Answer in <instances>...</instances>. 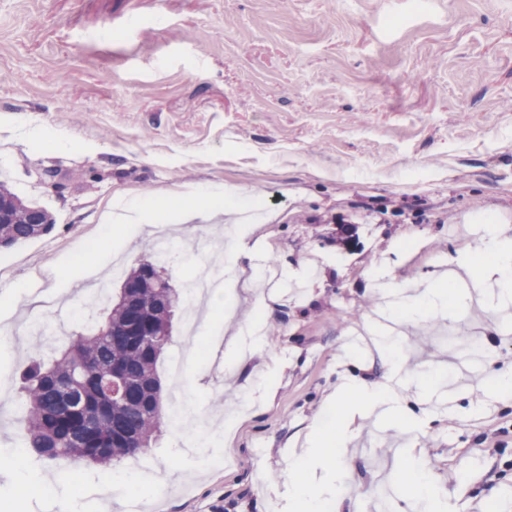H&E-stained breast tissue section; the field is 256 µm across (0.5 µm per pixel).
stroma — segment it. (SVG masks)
Listing matches in <instances>:
<instances>
[{
  "mask_svg": "<svg viewBox=\"0 0 512 512\" xmlns=\"http://www.w3.org/2000/svg\"><path fill=\"white\" fill-rule=\"evenodd\" d=\"M0 175L52 212L46 236L0 251V313L11 348L0 355V501L34 491L30 512H87L78 491L136 497L127 512H292L289 467L304 465L344 496L395 491L387 448L432 473L444 512H512V391L489 368L512 365V301L495 285L466 312L405 326L406 372L449 371L450 408L404 389L416 439L386 418L343 417L331 396L343 377L385 371L373 275L397 287L447 275L479 250L486 225L512 238V0H0ZM222 184L264 219L248 239L265 256L261 358L228 371L182 315L158 367L196 351L203 410L227 418L217 462L182 463L161 506L147 505L124 459L109 467L41 461L14 399L29 361L28 308L59 298L58 345L84 333L72 319L86 287L60 266L77 245L101 257L111 202L135 196L153 224H174L198 187ZM178 236L166 274L185 288L224 271V247L195 252ZM475 338L476 374H453ZM348 428L346 450L310 459L314 423Z\"/></svg>",
  "mask_w": 512,
  "mask_h": 512,
  "instance_id": "1",
  "label": "stroma"
}]
</instances>
